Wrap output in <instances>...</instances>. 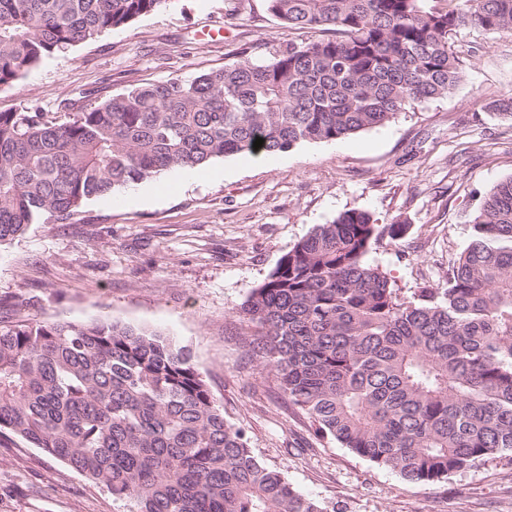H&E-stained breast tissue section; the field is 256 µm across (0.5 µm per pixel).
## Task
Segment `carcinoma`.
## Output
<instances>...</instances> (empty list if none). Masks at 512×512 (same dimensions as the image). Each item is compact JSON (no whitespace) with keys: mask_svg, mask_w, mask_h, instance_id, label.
<instances>
[{"mask_svg":"<svg viewBox=\"0 0 512 512\" xmlns=\"http://www.w3.org/2000/svg\"><path fill=\"white\" fill-rule=\"evenodd\" d=\"M168 0H0V90L45 59ZM314 40L243 53L75 108L0 112V243L162 171L286 152L382 126L462 81L449 37L512 29V0H265ZM264 139L253 148L256 138ZM446 288L399 298L366 261L400 239L351 209L285 254L241 304L250 342L316 430L409 481L433 482L512 455V177L472 215ZM11 433L104 486L127 512H324L261 464L224 418L189 351L119 322L0 325V434Z\"/></svg>","mask_w":512,"mask_h":512,"instance_id":"1","label":"carcinoma"}]
</instances>
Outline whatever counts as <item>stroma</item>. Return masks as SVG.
<instances>
[{
	"mask_svg": "<svg viewBox=\"0 0 512 512\" xmlns=\"http://www.w3.org/2000/svg\"><path fill=\"white\" fill-rule=\"evenodd\" d=\"M265 0H168L159 10L52 56L0 91L65 119L64 100L94 106L171 78L189 80L309 39ZM464 79L447 97L408 105L349 138L277 154L232 155L201 175L165 171L88 200L76 222L35 224L0 244V320L118 321L155 329L192 361L260 462L327 512H512V459L480 462L434 482L318 436L261 371L235 310L317 225L357 209L406 223L366 259L402 299L444 287L472 239L481 198L512 177V31L468 27L452 38ZM102 485L18 437L0 440V512H125Z\"/></svg>",
	"mask_w": 512,
	"mask_h": 512,
	"instance_id": "stroma-1",
	"label": "stroma"
}]
</instances>
